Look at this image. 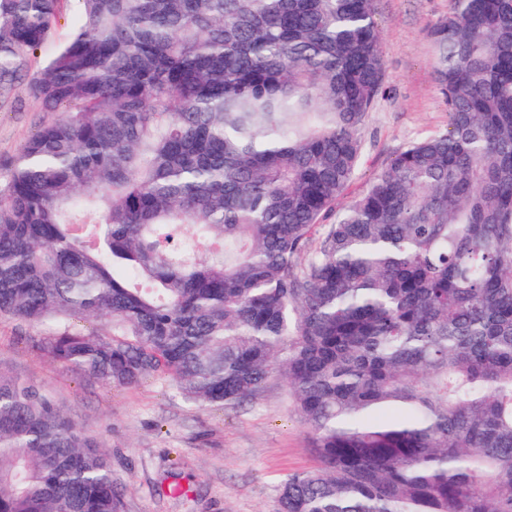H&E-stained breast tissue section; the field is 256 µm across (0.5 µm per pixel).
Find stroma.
<instances>
[{
  "mask_svg": "<svg viewBox=\"0 0 512 512\" xmlns=\"http://www.w3.org/2000/svg\"><path fill=\"white\" fill-rule=\"evenodd\" d=\"M81 11V0H61L49 40L28 55L24 76L0 103L1 180L24 142L52 118L30 81L70 38ZM447 13L448 0H378L391 93L368 115L361 162L337 208L365 192L407 143L447 129L429 37ZM44 346L38 328L0 318V362L44 389L107 448L124 512H279L281 484L316 464L310 430L282 380H270L243 404L202 410L187 404L170 380L109 388L53 362Z\"/></svg>",
  "mask_w": 512,
  "mask_h": 512,
  "instance_id": "1",
  "label": "stroma"
}]
</instances>
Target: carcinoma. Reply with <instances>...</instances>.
<instances>
[{
	"label": "carcinoma",
	"instance_id": "1",
	"mask_svg": "<svg viewBox=\"0 0 512 512\" xmlns=\"http://www.w3.org/2000/svg\"><path fill=\"white\" fill-rule=\"evenodd\" d=\"M59 2L0 0V97ZM82 2L0 183V316L200 409L282 378L319 465L280 512H512V0H449L448 129L341 212L389 92L376 0ZM0 512H123L103 445L1 363Z\"/></svg>",
	"mask_w": 512,
	"mask_h": 512
}]
</instances>
